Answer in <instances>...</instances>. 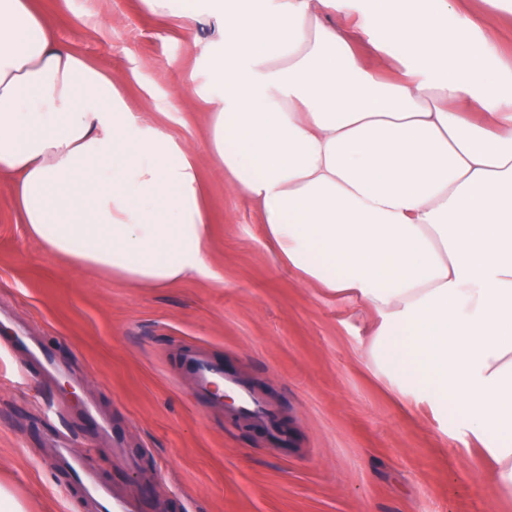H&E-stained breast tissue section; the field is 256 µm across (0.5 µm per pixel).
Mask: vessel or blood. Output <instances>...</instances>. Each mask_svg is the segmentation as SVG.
<instances>
[{
	"label": "vessel or blood",
	"mask_w": 512,
	"mask_h": 512,
	"mask_svg": "<svg viewBox=\"0 0 512 512\" xmlns=\"http://www.w3.org/2000/svg\"><path fill=\"white\" fill-rule=\"evenodd\" d=\"M183 368L191 375L199 393H210L215 384H224L237 391L240 400L239 414L242 418L259 422L268 430H277V412L261 402L238 378L224 373L218 365L197 356L187 358ZM55 453L60 468L72 477L83 499L93 506L95 512H135V504L111 493L101 478L95 465V450L77 453L70 448L59 447Z\"/></svg>",
	"instance_id": "b4317fda"
}]
</instances>
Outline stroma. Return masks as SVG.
I'll return each mask as SVG.
<instances>
[{
	"mask_svg": "<svg viewBox=\"0 0 512 512\" xmlns=\"http://www.w3.org/2000/svg\"><path fill=\"white\" fill-rule=\"evenodd\" d=\"M58 37L125 76L137 121L194 152L208 221L210 275L147 288L73 264L32 241L0 179V485L25 512H91L51 453L57 438L99 443L92 403L123 435L136 471L97 467L138 512H512L498 470L464 414L407 395L376 359V315L299 280L269 250L262 218L211 162L209 113L184 82H209L210 27L187 38L144 0H34ZM493 16L482 37L512 56V13L499 0H455ZM62 368L43 381L17 337ZM235 373L279 415L261 424L196 396L182 358Z\"/></svg>",
	"mask_w": 512,
	"mask_h": 512,
	"instance_id": "stroma-1",
	"label": "stroma"
}]
</instances>
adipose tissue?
Here are the masks:
<instances>
[{"label":"adipose tissue","instance_id":"adipose-tissue-1","mask_svg":"<svg viewBox=\"0 0 512 512\" xmlns=\"http://www.w3.org/2000/svg\"><path fill=\"white\" fill-rule=\"evenodd\" d=\"M218 25L208 150L269 247L379 318L386 371L462 411L512 493V91L453 0H145ZM401 74L380 78L357 40ZM31 238L163 287L208 273L197 164L29 0H0V176Z\"/></svg>","mask_w":512,"mask_h":512}]
</instances>
